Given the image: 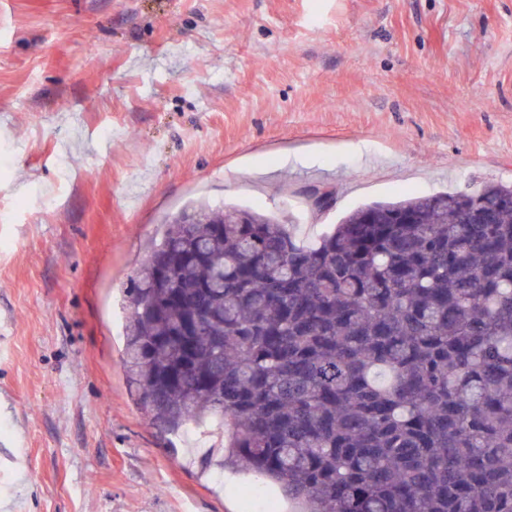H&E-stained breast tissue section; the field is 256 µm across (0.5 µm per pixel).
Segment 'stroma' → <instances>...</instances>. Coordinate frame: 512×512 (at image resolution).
Returning a JSON list of instances; mask_svg holds the SVG:
<instances>
[{"label": "stroma", "mask_w": 512, "mask_h": 512, "mask_svg": "<svg viewBox=\"0 0 512 512\" xmlns=\"http://www.w3.org/2000/svg\"><path fill=\"white\" fill-rule=\"evenodd\" d=\"M512 184V0H0V512H295L156 423L125 295L187 202L312 243ZM328 188L331 207L306 191Z\"/></svg>", "instance_id": "stroma-1"}]
</instances>
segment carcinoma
<instances>
[{
    "label": "carcinoma",
    "instance_id": "obj_1",
    "mask_svg": "<svg viewBox=\"0 0 512 512\" xmlns=\"http://www.w3.org/2000/svg\"><path fill=\"white\" fill-rule=\"evenodd\" d=\"M128 298L143 404L231 423L226 462L307 512H512V186L367 204L311 245L193 205Z\"/></svg>",
    "mask_w": 512,
    "mask_h": 512
}]
</instances>
